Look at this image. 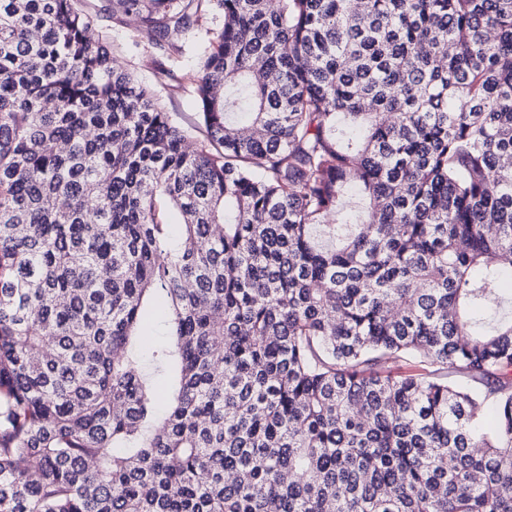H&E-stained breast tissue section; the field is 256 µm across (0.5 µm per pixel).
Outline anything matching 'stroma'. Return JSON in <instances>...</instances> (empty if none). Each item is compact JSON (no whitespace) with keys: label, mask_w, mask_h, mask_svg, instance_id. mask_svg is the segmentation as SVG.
I'll list each match as a JSON object with an SVG mask.
<instances>
[{"label":"stroma","mask_w":512,"mask_h":512,"mask_svg":"<svg viewBox=\"0 0 512 512\" xmlns=\"http://www.w3.org/2000/svg\"><path fill=\"white\" fill-rule=\"evenodd\" d=\"M82 7L91 20L94 33L107 45L112 56L160 93L167 112L178 123L193 122L199 105L188 75L206 29L222 28V13L211 9L202 14L197 26L179 40L183 47L182 56L171 60L152 43L140 15L113 12L111 0H83Z\"/></svg>","instance_id":"obj_1"}]
</instances>
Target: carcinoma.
Returning <instances> with one entry per match:
<instances>
[{
	"instance_id": "obj_1",
	"label": "carcinoma",
	"mask_w": 512,
	"mask_h": 512,
	"mask_svg": "<svg viewBox=\"0 0 512 512\" xmlns=\"http://www.w3.org/2000/svg\"><path fill=\"white\" fill-rule=\"evenodd\" d=\"M206 2L0 0V512H512V0ZM111 3V0L81 2L94 33L125 69L160 93L167 112L178 123L186 125L193 122L200 109L188 74L195 64V54L205 30L221 29L223 14L214 6L202 14L198 26L195 25L179 39L183 54L173 62L152 43L140 15L113 12ZM168 70H172L171 74Z\"/></svg>"
}]
</instances>
